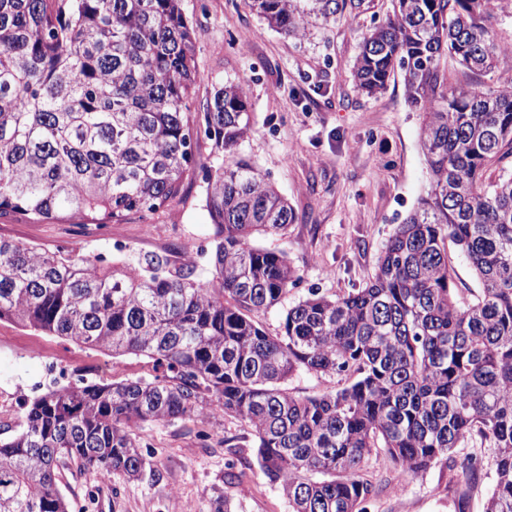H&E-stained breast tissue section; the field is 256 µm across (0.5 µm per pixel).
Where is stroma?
I'll use <instances>...</instances> for the list:
<instances>
[{
	"label": "stroma",
	"mask_w": 512,
	"mask_h": 512,
	"mask_svg": "<svg viewBox=\"0 0 512 512\" xmlns=\"http://www.w3.org/2000/svg\"><path fill=\"white\" fill-rule=\"evenodd\" d=\"M193 26L196 66L201 80L190 102L201 120L214 90L227 82L248 91L251 128L240 151L288 200L296 219L285 235L256 237V246L283 251L301 281L282 302L253 318L278 334L286 310L310 290L341 296L365 286L381 250L397 224L416 206L428 185L419 146L422 115L406 101L402 75L370 97L354 79L362 36L382 23L391 0H364L352 15L302 39L271 29L244 0H182ZM249 32L252 49L238 51L239 33ZM195 163L182 193L159 212L133 215L113 224L111 237L81 220L34 224L0 220V237L45 249L110 255L111 239L124 241L128 258L167 253L179 259L185 245L200 249L196 273L208 280L213 226L204 210L206 168L217 159L207 140L194 147ZM153 362L142 355H109L8 320L0 321V390L12 393V408L0 426L17 431L24 402L47 389L79 381L109 383L152 380ZM246 426L217 416L193 422L143 424L136 431L152 471L136 480L98 474L71 464L61 469L59 488L74 512H214L228 495L238 512H289L288 501L242 448L248 466L240 485H224L228 455L224 439ZM462 478L436 467L413 479L407 492L382 495L369 512H457Z\"/></svg>",
	"instance_id": "stroma-1"
}]
</instances>
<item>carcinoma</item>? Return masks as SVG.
I'll return each mask as SVG.
<instances>
[{"label": "carcinoma", "instance_id": "cac0c4a2", "mask_svg": "<svg viewBox=\"0 0 512 512\" xmlns=\"http://www.w3.org/2000/svg\"><path fill=\"white\" fill-rule=\"evenodd\" d=\"M280 34L360 9L363 0H245ZM512 0H393L362 37L354 75L375 96L401 72L429 180L384 245L365 286L309 293L269 335L251 313L300 281L287 257L253 243L295 214L238 152L251 128L241 84L215 90L198 123L200 80L181 0H0V218L116 223L155 213L182 191L203 136L225 157L207 171L215 230L211 279L144 254L134 268L101 255L0 239V320L165 368L153 380L81 383L24 404L0 439V512H70L59 466L140 478L135 430L196 420L212 406L250 428L256 462L290 512H367L384 492L442 464L467 488L484 462L456 449L478 439L494 480L484 512H512V88L482 90L440 70L507 65L490 26ZM471 263L478 291L459 294L446 242ZM357 373L299 398L297 371ZM384 451L392 478L364 471Z\"/></svg>", "mask_w": 512, "mask_h": 512}]
</instances>
